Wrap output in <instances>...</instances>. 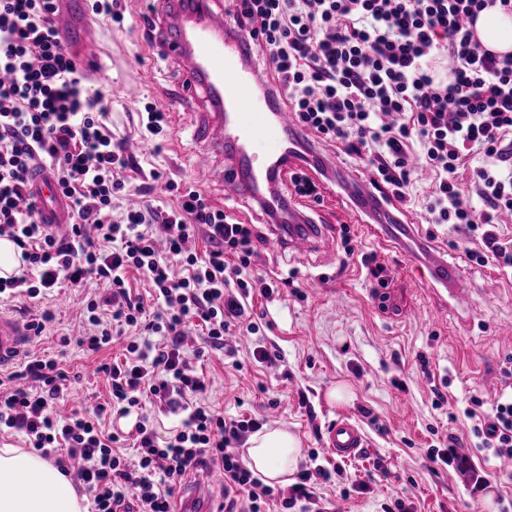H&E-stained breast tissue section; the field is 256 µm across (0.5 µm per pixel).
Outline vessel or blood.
I'll use <instances>...</instances> for the list:
<instances>
[{
	"mask_svg": "<svg viewBox=\"0 0 512 512\" xmlns=\"http://www.w3.org/2000/svg\"><path fill=\"white\" fill-rule=\"evenodd\" d=\"M55 19L62 39L81 32L85 0H63ZM212 0H166L163 33L167 53L183 71L186 95H203L192 137L201 148L195 156L198 178L211 173L210 156L221 151L228 157L222 177L226 199L255 202L274 223L267 244L295 253L309 251L327 237L325 225L310 218L279 186L282 171L297 163L300 154L316 156L311 137L298 127L292 113L279 108L274 97L260 95L266 72L246 64L239 39L227 36L228 21L211 8ZM323 175L339 184L358 205L371 201L373 190L333 160L322 159ZM33 194L46 224L54 233L70 231L67 202L55 179L46 173L33 178ZM374 224L423 258L431 287L445 293L451 304L469 301L465 272L436 254L429 241L412 225L396 216L373 215ZM32 330L15 315L0 310V368L13 364L28 348ZM361 428L349 418L336 419L327 429L325 444L336 457H355L364 446ZM180 512H213L209 478L197 476L183 491Z\"/></svg>",
	"mask_w": 512,
	"mask_h": 512,
	"instance_id": "vessel-or-blood-1",
	"label": "vessel or blood"
}]
</instances>
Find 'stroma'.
<instances>
[{"mask_svg":"<svg viewBox=\"0 0 512 512\" xmlns=\"http://www.w3.org/2000/svg\"><path fill=\"white\" fill-rule=\"evenodd\" d=\"M152 2L119 0L120 26L102 15L89 17L88 36L100 69L88 79L109 97L113 89L121 91L108 102L113 132L136 141L138 114L149 103L170 114L162 149L143 145L137 150L138 167L126 174L134 185L150 181L155 172L194 177L190 127L200 103L182 99L179 66L163 54L159 40L144 36L142 15ZM144 66L154 73L147 86L136 79ZM198 187L213 206L254 225L260 255L254 275L294 282L272 297L254 296L251 313L262 320L258 334L232 340L230 353L215 352L198 363V371L212 381L209 398L223 406L225 417H256L266 427L297 434L302 465H309L314 454L333 471L330 482L317 488L332 512H397L398 498L412 512H500L511 503L512 458L478 457L462 410L473 396L493 404L512 368V277L468 263L464 250L472 241L465 230L421 224L419 208L407 209L405 219L420 223L422 232L432 234L434 249L469 277L472 309L448 310L429 288L427 270L409 253L378 244L336 186L324 185V202L312 212L328 225L329 237L303 254L267 250L268 227L260 213L248 203L225 200L219 179ZM343 224L350 226L354 240L351 257L340 243ZM370 253L385 267L382 279L361 265V255ZM68 293L63 287L56 297H22L1 303L0 309L25 319L52 311L53 321L34 338L33 348L77 374L72 399L91 405L108 397L95 367L121 351L113 345L89 354L74 342L61 346L60 337L74 339L82 331L76 309L59 302ZM260 345L278 350L281 362L256 365L252 353ZM339 385L348 388L349 398H330ZM435 386L445 396L439 407L433 404ZM341 416L358 424L366 437L365 448L343 461L325 446L328 426ZM451 435L458 438L461 453L475 457L486 471L491 502H473L466 476L430 461V449L443 447Z\"/></svg>","mask_w":512,"mask_h":512,"instance_id":"35a3bbf8","label":"stroma"}]
</instances>
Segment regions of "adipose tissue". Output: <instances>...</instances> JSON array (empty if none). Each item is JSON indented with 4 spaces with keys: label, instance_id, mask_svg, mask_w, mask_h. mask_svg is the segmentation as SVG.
<instances>
[{
    "label": "adipose tissue",
    "instance_id": "ef3b65f1",
    "mask_svg": "<svg viewBox=\"0 0 512 512\" xmlns=\"http://www.w3.org/2000/svg\"><path fill=\"white\" fill-rule=\"evenodd\" d=\"M482 44L498 53L512 51V17L489 7L477 20ZM301 459L299 438L285 428L262 429L247 441L250 470L268 485L290 483ZM51 495H44V487ZM0 512H86L72 478L35 452L0 448Z\"/></svg>",
    "mask_w": 512,
    "mask_h": 512
}]
</instances>
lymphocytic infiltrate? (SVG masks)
<instances>
[{"label":"lymphocytic infiltrate","instance_id":"lymphocytic-infiltrate-1","mask_svg":"<svg viewBox=\"0 0 512 512\" xmlns=\"http://www.w3.org/2000/svg\"><path fill=\"white\" fill-rule=\"evenodd\" d=\"M496 4L512 14V0H231L229 15L246 61L268 73L265 93L300 127L339 144L385 198L419 205L423 223L465 227L477 242L468 260L506 273L512 239L497 226L512 215V53L490 52L462 25ZM58 11L59 0H0V72L8 75L0 81V236L23 261L21 274L0 279V300L101 283L110 296L83 299L91 332L78 343L96 353L121 339L125 355L98 367L106 403L67 412L68 372L24 355L0 391V434L22 437L77 481L91 512H175L177 492L202 468L223 474L225 512H266L274 500L281 512H325L315 486L331 471L300 470L289 496L275 498L239 452L260 422L209 405L192 366L233 332L258 333L251 291L279 288L252 274V225L173 179V205L130 206L151 186H128L136 159L108 124L103 92L65 48ZM421 167L432 181L417 203L410 189ZM41 170L69 201L66 235L46 229L32 195ZM131 272L147 278L148 295L132 293ZM194 323L205 344L192 349ZM481 405L474 397L464 410L480 450L512 457V394L491 413ZM156 410L178 418L168 438L158 435ZM126 419L131 427L120 428ZM126 441L134 457L121 453Z\"/></svg>","mask_w":512,"mask_h":512}]
</instances>
